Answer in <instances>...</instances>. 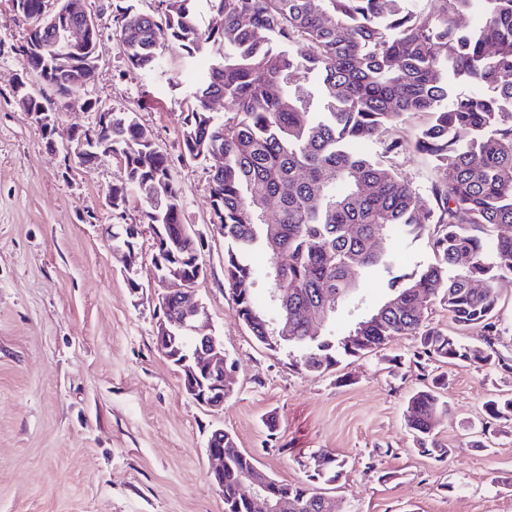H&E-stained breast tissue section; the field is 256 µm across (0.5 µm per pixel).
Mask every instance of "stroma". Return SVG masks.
<instances>
[{
	"label": "stroma",
	"mask_w": 512,
	"mask_h": 512,
	"mask_svg": "<svg viewBox=\"0 0 512 512\" xmlns=\"http://www.w3.org/2000/svg\"><path fill=\"white\" fill-rule=\"evenodd\" d=\"M88 7L98 23L96 79L57 112L56 136L95 126L91 99L133 113L169 155L184 221L202 239L206 274L196 293L237 364L234 392L223 410L199 405L158 351L145 203L134 197L111 210L105 196L125 180L120 158L82 168L50 148L19 108L13 86L27 27L13 0H0V512H224L207 455L217 428L293 484L306 482L314 454L333 450L346 462L341 479L314 485L333 512H512V421L483 448L470 432L484 401L512 394V374L439 366L448 409L434 433L450 453L437 460L412 451L405 422L406 398L423 383L414 337L342 358L321 375L302 371L288 349L260 346L224 284L227 243L212 225L211 164L182 159L179 104L191 72L175 50L157 77L133 70L109 0ZM391 163L424 196L440 177L415 152ZM108 224L142 227L139 294L103 237ZM388 294L386 279L362 280L332 328L344 334Z\"/></svg>",
	"instance_id": "35a3bbf8"
}]
</instances>
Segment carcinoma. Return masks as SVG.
I'll list each match as a JSON object with an SVG mask.
<instances>
[{"instance_id": "cac0c4a2", "label": "carcinoma", "mask_w": 512, "mask_h": 512, "mask_svg": "<svg viewBox=\"0 0 512 512\" xmlns=\"http://www.w3.org/2000/svg\"><path fill=\"white\" fill-rule=\"evenodd\" d=\"M26 24L49 0H15ZM156 18L130 0L115 5L129 65L146 75L163 69L164 52H182L196 66L209 45L219 57L196 71L182 119L184 156L224 164L213 171L210 194L215 223L229 241L224 282L239 320L263 346L299 351V364L323 373L341 355L383 349L400 336L418 340L415 365L466 363L512 372L498 349L499 280L512 276V0H440L435 17L413 13L406 0H207L219 21L203 32L196 0H163ZM481 12L483 27L469 24ZM55 30L31 28L18 49L22 85L14 97L25 112H55L95 75V48L75 57L53 48ZM477 85L465 95L451 81ZM224 101V112L209 102ZM406 113L428 117L414 140L398 133ZM386 135L383 154L409 149L430 158L443 180L427 201L392 164L355 145ZM97 136L112 140L126 161V178L112 186V210L135 192L147 204L148 225L183 223L179 189L166 155L126 112L110 126L75 133L69 142ZM277 217L270 218L271 204ZM432 240L436 261L406 277L395 275L393 294L373 310L377 321L344 336L317 331L366 274L395 271L397 255L371 248L394 229ZM278 240L279 252L256 270L255 247ZM288 292L279 321L286 336L273 338L272 316L257 303L254 280ZM448 311L453 331L429 327V303ZM437 376L414 391L405 417L418 453L445 457L433 436L445 407ZM483 430L512 416V396L483 403ZM310 478L337 482L345 463L328 451ZM259 479L265 491L248 488ZM285 512H330L329 501L303 483H286L261 469L224 432V512H266V498Z\"/></svg>"}]
</instances>
